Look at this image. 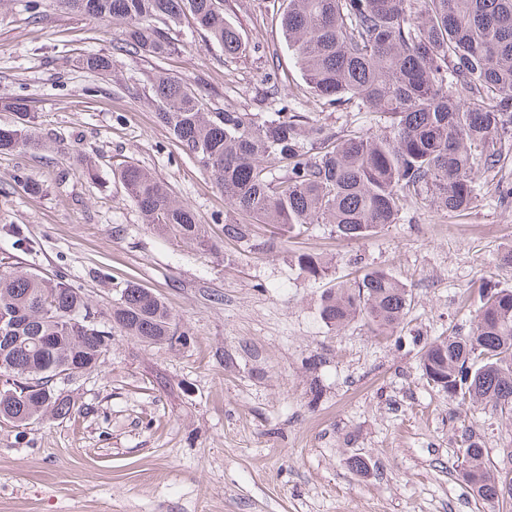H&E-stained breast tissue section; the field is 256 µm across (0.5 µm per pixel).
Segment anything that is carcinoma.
I'll use <instances>...</instances> for the list:
<instances>
[{
    "label": "carcinoma",
    "mask_w": 512,
    "mask_h": 512,
    "mask_svg": "<svg viewBox=\"0 0 512 512\" xmlns=\"http://www.w3.org/2000/svg\"><path fill=\"white\" fill-rule=\"evenodd\" d=\"M74 14L119 30L116 51L161 59L177 50L169 25L187 14L220 47L242 50L239 31L221 0H57ZM284 43L309 88L328 104L352 101L374 126L332 133L286 112H210L182 82L159 72L148 103L158 121L224 192L234 219L224 237L248 252L270 246L257 224L282 237L315 225L344 241L367 240L398 221L404 204L461 214L476 198V175L498 173L512 153V0H288ZM106 74L112 59L81 58ZM0 129V152L47 148L20 102ZM118 175L156 233L207 246L195 211L171 187L134 163ZM295 263L322 278L319 258ZM411 305L406 286L367 270L321 297L319 316L336 328L356 318L382 335L404 327ZM111 325L65 276L51 280L0 266V420L25 426L51 413L71 415L75 401L57 383L97 371L112 347V326L148 344L184 343L170 310L152 292L126 283ZM433 388L460 404L512 415V288L482 292L464 336H438L419 351ZM464 476L483 501L512 498V470L497 468L481 445L465 439Z\"/></svg>",
    "instance_id": "obj_1"
}]
</instances>
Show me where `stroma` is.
Masks as SVG:
<instances>
[{
	"mask_svg": "<svg viewBox=\"0 0 512 512\" xmlns=\"http://www.w3.org/2000/svg\"><path fill=\"white\" fill-rule=\"evenodd\" d=\"M0 0V98L22 99L52 148L0 153V263L65 273L108 321L130 280L157 295L186 335L175 349L112 331L96 374L71 380L79 406L19 429L0 422V512H512L477 501L462 475L469 427L491 462L512 446V416L432 390L418 340L462 336L479 290L512 286V158L477 176L470 210L407 205L362 242L326 227L263 253L224 238V194L170 137L146 102L155 70L215 112H301L330 131L367 122L354 104L327 105L283 45L287 0H224L249 49L225 55L192 18L162 60L114 52L118 32L57 0ZM84 52L112 71L81 68ZM98 166L97 179L79 161ZM134 163L170 184L206 224L208 245L148 227L113 175ZM39 189H24L23 179ZM315 254L329 272L299 274ZM407 285L402 346L363 319L338 329L322 294L362 269ZM363 457L365 470L352 469Z\"/></svg>",
	"mask_w": 512,
	"mask_h": 512,
	"instance_id": "35a3bbf8",
	"label": "stroma"
}]
</instances>
